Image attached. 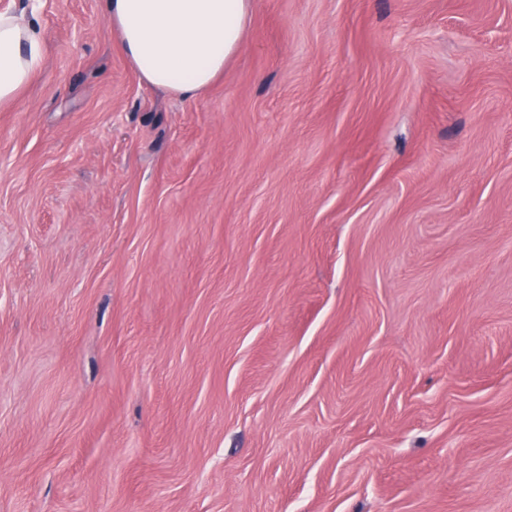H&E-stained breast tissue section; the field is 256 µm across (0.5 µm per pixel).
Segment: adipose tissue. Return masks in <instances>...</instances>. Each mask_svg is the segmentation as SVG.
<instances>
[{"mask_svg": "<svg viewBox=\"0 0 512 512\" xmlns=\"http://www.w3.org/2000/svg\"><path fill=\"white\" fill-rule=\"evenodd\" d=\"M136 73L180 98L207 93L240 49L252 0H101ZM44 53L39 7L0 11V108L15 106Z\"/></svg>", "mask_w": 512, "mask_h": 512, "instance_id": "ef3b65f1", "label": "adipose tissue"}]
</instances>
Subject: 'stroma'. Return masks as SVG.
Wrapping results in <instances>:
<instances>
[{"label":"stroma","mask_w":512,"mask_h":512,"mask_svg":"<svg viewBox=\"0 0 512 512\" xmlns=\"http://www.w3.org/2000/svg\"><path fill=\"white\" fill-rule=\"evenodd\" d=\"M41 19L0 512H512V0H253L195 100Z\"/></svg>","instance_id":"1"}]
</instances>
